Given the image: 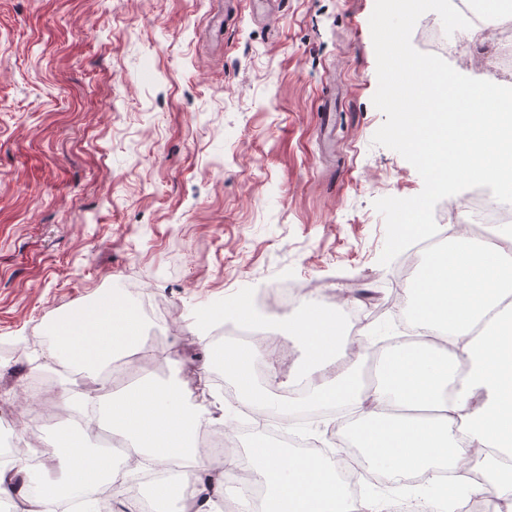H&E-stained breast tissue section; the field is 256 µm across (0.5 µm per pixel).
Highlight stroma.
Segmentation results:
<instances>
[{"mask_svg":"<svg viewBox=\"0 0 512 512\" xmlns=\"http://www.w3.org/2000/svg\"><path fill=\"white\" fill-rule=\"evenodd\" d=\"M374 5L0 0V410L23 421L34 376L70 384L53 326L126 283L172 315L136 371L207 404L201 316L285 285L408 290L373 203L423 181L372 142ZM456 37V71L512 86L496 28Z\"/></svg>","mask_w":512,"mask_h":512,"instance_id":"35a3bbf8","label":"stroma"}]
</instances>
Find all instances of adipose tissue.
Masks as SVG:
<instances>
[{"instance_id":"1","label":"adipose tissue","mask_w":512,"mask_h":512,"mask_svg":"<svg viewBox=\"0 0 512 512\" xmlns=\"http://www.w3.org/2000/svg\"><path fill=\"white\" fill-rule=\"evenodd\" d=\"M506 290L512 291V252L459 234L448 250L434 255L411 288L414 317L424 331L447 336L452 352L434 350L428 340L394 348L382 363L377 385L367 390L355 366L339 363L348 340L339 335L335 316L301 304L281 327L302 347L297 380L306 389L301 404L354 407L357 448L396 490L405 489L408 476L435 484L447 471L457 475L467 496L489 490L511 505L512 468L493 466L481 484L470 483L463 474L465 459L483 449L512 454V311L498 309ZM144 340V327L133 310L126 307L116 315L107 306L90 323H61L56 352L94 377L106 362ZM269 353L263 337H251L247 349L225 351L224 372L239 381L257 413L274 411L286 419L289 410L251 377L252 364ZM477 395L482 402L475 407L471 401ZM107 404L113 430L131 440L137 463L199 471L201 454L193 434L214 425L215 418L205 407L188 411L180 383L146 379L113 393ZM54 440L64 446L57 457L66 476L64 490L89 488L92 474L108 473L113 484H125L126 472L90 452L86 438L61 428ZM224 464L263 476L267 495L261 512H376L374 502L349 501L333 467L321 458L291 457L259 441L245 454L225 458Z\"/></svg>"}]
</instances>
